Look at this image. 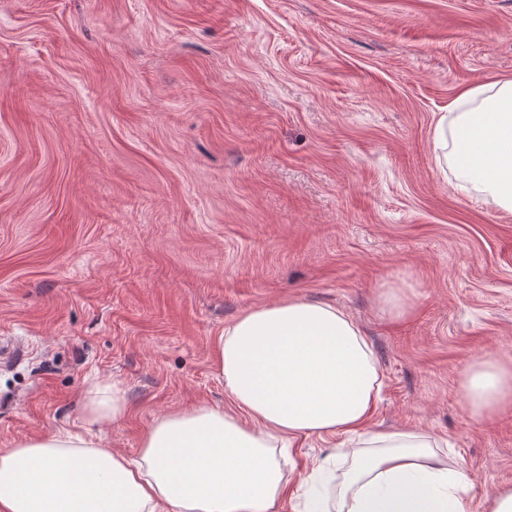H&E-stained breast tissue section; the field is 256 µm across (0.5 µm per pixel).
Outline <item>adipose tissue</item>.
<instances>
[{"mask_svg":"<svg viewBox=\"0 0 512 512\" xmlns=\"http://www.w3.org/2000/svg\"><path fill=\"white\" fill-rule=\"evenodd\" d=\"M454 178L512 212V79L464 89L434 129ZM213 361L232 410L208 404L162 415L138 459L93 437H33L0 449V512H283L273 450L299 436L346 437L354 453L338 512H471V482L429 433L379 430L381 374L342 308L292 298L244 311L217 337ZM472 417L512 406V367L482 354L462 374ZM128 410L119 390L91 393L87 426Z\"/></svg>","mask_w":512,"mask_h":512,"instance_id":"ef3b65f1","label":"adipose tissue"}]
</instances>
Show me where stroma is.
Wrapping results in <instances>:
<instances>
[{"instance_id":"stroma-1","label":"stroma","mask_w":512,"mask_h":512,"mask_svg":"<svg viewBox=\"0 0 512 512\" xmlns=\"http://www.w3.org/2000/svg\"><path fill=\"white\" fill-rule=\"evenodd\" d=\"M507 78L512 0H0V448L83 430L112 385L95 439L138 458L155 418L231 409L225 325L300 298L368 336L374 425L447 440L475 503L512 486V409L474 420L461 389L512 360V212L433 149ZM335 454L286 449L284 512H336Z\"/></svg>"}]
</instances>
